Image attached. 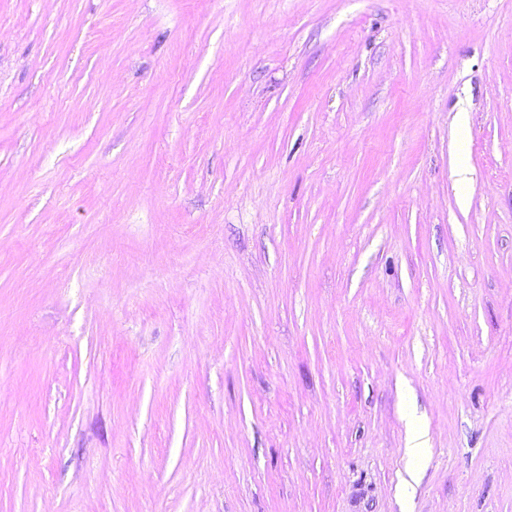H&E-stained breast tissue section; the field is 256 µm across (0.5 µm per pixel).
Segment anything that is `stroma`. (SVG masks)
I'll return each instance as SVG.
<instances>
[{
	"instance_id": "1",
	"label": "stroma",
	"mask_w": 512,
	"mask_h": 512,
	"mask_svg": "<svg viewBox=\"0 0 512 512\" xmlns=\"http://www.w3.org/2000/svg\"><path fill=\"white\" fill-rule=\"evenodd\" d=\"M0 512H512V0H0Z\"/></svg>"
}]
</instances>
